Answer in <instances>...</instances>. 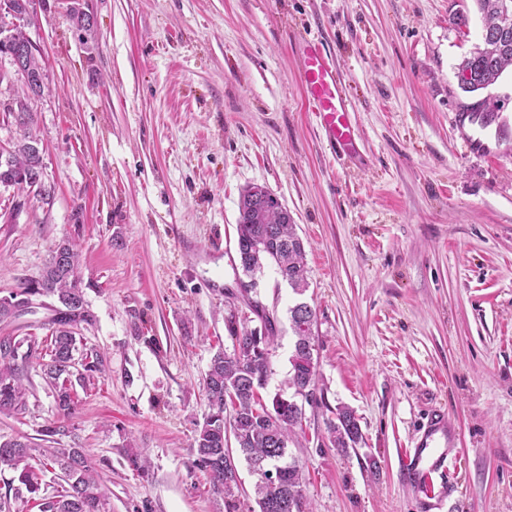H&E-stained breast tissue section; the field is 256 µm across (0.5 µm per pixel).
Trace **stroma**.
Here are the masks:
<instances>
[{"label":"stroma","mask_w":512,"mask_h":512,"mask_svg":"<svg viewBox=\"0 0 512 512\" xmlns=\"http://www.w3.org/2000/svg\"><path fill=\"white\" fill-rule=\"evenodd\" d=\"M80 40L65 0H38L32 102L48 202L0 187V298L74 240L95 317L83 351L104 355L61 447H77L104 512H258L238 460L235 508L193 464L203 380L229 324L277 318L261 395L291 396L289 309L316 312L317 398L289 447L310 512H512V69L464 92L479 42L472 0H83ZM467 15L460 24L459 15ZM319 38L355 102L357 151L337 159L307 106L299 37ZM493 105L502 134L468 151L465 112ZM266 187L305 243L308 288L275 266L244 291L236 224L246 187ZM53 298L33 296L0 336H49ZM25 413L0 437L40 442L58 419L38 361ZM354 411L363 440L340 452L326 421ZM443 412L454 432L453 496L438 510L402 455ZM141 452L146 471L128 456Z\"/></svg>","instance_id":"1"}]
</instances>
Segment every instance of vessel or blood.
<instances>
[{"label":"vessel or blood","instance_id":"1","mask_svg":"<svg viewBox=\"0 0 512 512\" xmlns=\"http://www.w3.org/2000/svg\"><path fill=\"white\" fill-rule=\"evenodd\" d=\"M299 44L303 58L300 82L305 98L333 151L341 158L351 156L355 151V130L351 120L355 105L321 43L304 37ZM451 443L446 419L438 414L431 419L423 437L408 455L412 474L422 480L429 494L441 500L447 497V487L436 483L435 478L446 472V448Z\"/></svg>","mask_w":512,"mask_h":512}]
</instances>
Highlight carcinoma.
<instances>
[{"label": "carcinoma", "mask_w": 512, "mask_h": 512, "mask_svg": "<svg viewBox=\"0 0 512 512\" xmlns=\"http://www.w3.org/2000/svg\"><path fill=\"white\" fill-rule=\"evenodd\" d=\"M481 21V41L457 65L470 74L462 89L474 92L496 84L512 67V12L504 14V0H472ZM39 140L30 133L12 144L10 159L0 161V186H31L28 178L42 173ZM237 243L244 274L252 277L273 263L289 287L301 294L308 286L304 245L292 221L271 199H253L246 189L239 200ZM78 253L69 240L60 241L45 261L39 277L11 295L25 303L34 295L52 296L60 305L50 318V336L42 342L35 336H0V412L22 414L28 407V390L23 384L31 360L41 363L43 379L50 387L58 414L71 418L77 411L75 385L87 386L105 371L103 356L86 352L75 357L81 342L79 328L91 325L94 316L87 307L78 276ZM315 312L304 302L290 309L294 348L289 358L286 385L293 395H275L272 405L262 402L259 391L269 379V355L276 330L269 318L262 330L237 332L233 352L220 349L212 356L204 378L209 412L197 425L194 465L208 473L213 492L231 500L239 491L238 469L224 465L228 451L224 432H232L237 450L260 475L255 487L259 512H308L303 494L304 467L290 455L289 443L295 428L302 426L303 405L297 401L316 391L318 358L315 357ZM333 447L345 452L362 440L352 410L336 409V418L326 422ZM15 473L17 484H8L0 497V512H102L104 494L94 475V466L80 448H35L24 436L0 441V470ZM60 471L59 489L48 495L43 476Z\"/></svg>", "instance_id": "obj_1"}]
</instances>
